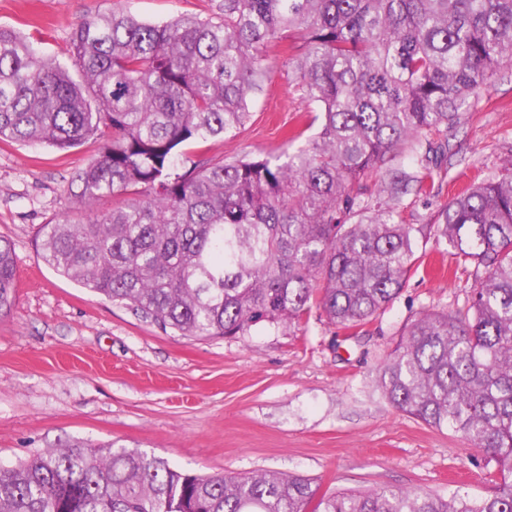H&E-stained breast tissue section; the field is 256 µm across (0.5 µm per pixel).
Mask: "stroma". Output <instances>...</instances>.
Wrapping results in <instances>:
<instances>
[{"label":"stroma","mask_w":512,"mask_h":512,"mask_svg":"<svg viewBox=\"0 0 512 512\" xmlns=\"http://www.w3.org/2000/svg\"><path fill=\"white\" fill-rule=\"evenodd\" d=\"M214 0H0V25L27 37L40 57L66 60L86 17L119 5L157 22L211 15ZM309 109L276 66L236 137L187 147L190 160L276 153ZM462 162L430 195L408 194L411 224H435L474 179L512 158V75L502 74L465 124L437 134ZM98 155L86 143L60 152L0 140V237L15 248L11 311L0 316V461L15 463L67 443L137 449L203 476L268 469L311 479L318 493L404 488L446 496L486 490L481 451L450 428L392 408L377 387L401 330L424 310L463 302L448 246L421 242L422 264L368 323L331 324L311 308L291 325L241 336L189 337L162 329L47 266L43 224L80 218L67 199L76 172Z\"/></svg>","instance_id":"stroma-1"}]
</instances>
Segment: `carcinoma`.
<instances>
[{"label": "carcinoma", "mask_w": 512, "mask_h": 512, "mask_svg": "<svg viewBox=\"0 0 512 512\" xmlns=\"http://www.w3.org/2000/svg\"><path fill=\"white\" fill-rule=\"evenodd\" d=\"M286 36L289 82L314 112L288 143L304 144L183 169L185 146L245 128L276 65L266 47ZM511 68L512 0H220L208 17L162 22L118 8L77 25L63 64L0 26V140L64 152L100 142L69 187L86 217L42 227L46 264L183 336L298 322L318 282L327 318L352 328L399 296L433 237L470 295L404 328L379 389L490 466L478 496L319 495L302 476L205 477L67 444L0 462V512H512V158L437 224H408L399 207L441 175L421 137L461 124ZM410 154L419 171L391 166ZM373 171L385 175L371 191ZM106 197L118 203L95 212ZM15 287V251L0 239V315Z\"/></svg>", "instance_id": "cac0c4a2"}]
</instances>
